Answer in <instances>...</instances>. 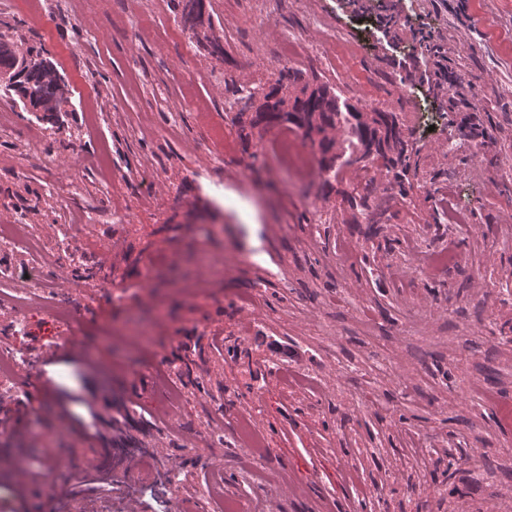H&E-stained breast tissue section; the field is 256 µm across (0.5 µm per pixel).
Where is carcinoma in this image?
Wrapping results in <instances>:
<instances>
[{"label":"carcinoma","mask_w":512,"mask_h":512,"mask_svg":"<svg viewBox=\"0 0 512 512\" xmlns=\"http://www.w3.org/2000/svg\"><path fill=\"white\" fill-rule=\"evenodd\" d=\"M181 26L195 31L203 26L205 0H176ZM7 78L0 84V98L18 95L31 112L54 115L65 111L70 97L57 64L41 48L19 46L0 32V71ZM230 123L244 145L256 133L268 129L297 131L317 148L324 184L343 180L349 170L370 172L375 167L387 188L410 197L413 184L406 158L405 141L397 113L388 109L358 106L343 97L334 84L295 66L284 67L267 85H233L229 88ZM374 178L352 185L343 201L361 211L368 224H378L390 197L377 198Z\"/></svg>","instance_id":"obj_1"}]
</instances>
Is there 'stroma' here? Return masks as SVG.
I'll return each mask as SVG.
<instances>
[{
	"instance_id": "35a3bbf8",
	"label": "stroma",
	"mask_w": 512,
	"mask_h": 512,
	"mask_svg": "<svg viewBox=\"0 0 512 512\" xmlns=\"http://www.w3.org/2000/svg\"><path fill=\"white\" fill-rule=\"evenodd\" d=\"M40 2L0 0V32L72 87L54 122L0 112V225L42 245L0 244L16 272L0 306L26 321L0 324V358L27 359L0 403L42 404L0 417V512H139L164 476L171 512H512V0H403L399 17L388 0H206L223 57L173 0L77 19ZM146 17L174 40L132 37ZM297 33L298 67L400 118L413 196L382 223L343 203L357 173L295 181L277 129L245 148L226 117L228 84L266 83ZM436 47L463 74L444 96ZM62 238L92 278L57 259ZM120 433L140 447L113 448ZM0 242L9 245H23L32 252L40 250V244L30 235L25 224H3L0 226Z\"/></svg>"
}]
</instances>
